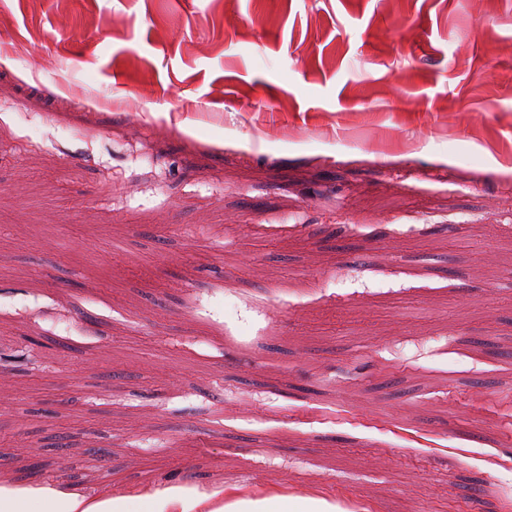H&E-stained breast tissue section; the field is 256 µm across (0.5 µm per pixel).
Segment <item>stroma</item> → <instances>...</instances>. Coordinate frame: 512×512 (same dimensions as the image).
I'll return each mask as SVG.
<instances>
[{
  "instance_id": "stroma-1",
  "label": "stroma",
  "mask_w": 512,
  "mask_h": 512,
  "mask_svg": "<svg viewBox=\"0 0 512 512\" xmlns=\"http://www.w3.org/2000/svg\"><path fill=\"white\" fill-rule=\"evenodd\" d=\"M0 9V484L512 512V0Z\"/></svg>"
}]
</instances>
